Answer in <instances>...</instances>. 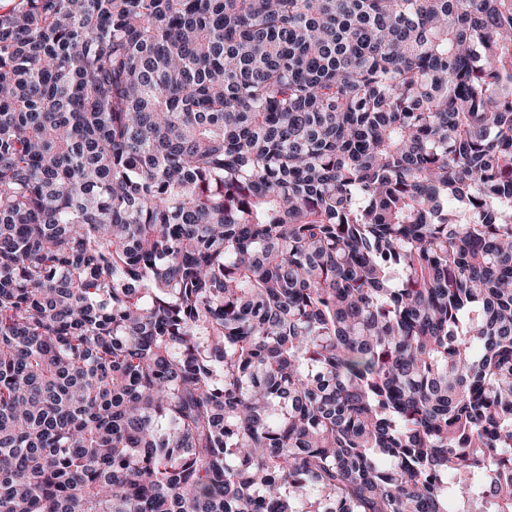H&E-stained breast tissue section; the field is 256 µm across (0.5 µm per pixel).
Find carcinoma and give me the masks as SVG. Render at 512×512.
Returning a JSON list of instances; mask_svg holds the SVG:
<instances>
[{"label": "carcinoma", "instance_id": "obj_1", "mask_svg": "<svg viewBox=\"0 0 512 512\" xmlns=\"http://www.w3.org/2000/svg\"><path fill=\"white\" fill-rule=\"evenodd\" d=\"M0 512H512V0L1 10Z\"/></svg>", "mask_w": 512, "mask_h": 512}]
</instances>
